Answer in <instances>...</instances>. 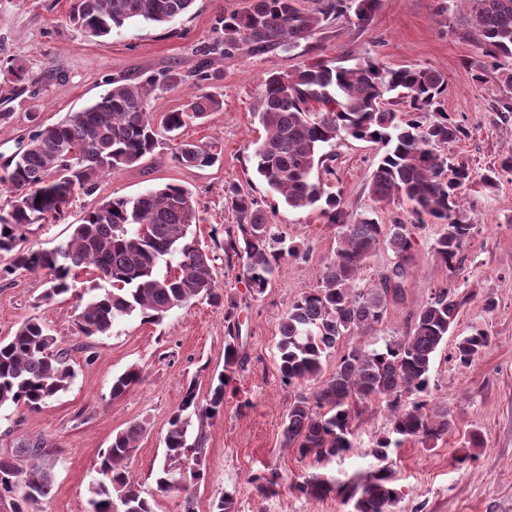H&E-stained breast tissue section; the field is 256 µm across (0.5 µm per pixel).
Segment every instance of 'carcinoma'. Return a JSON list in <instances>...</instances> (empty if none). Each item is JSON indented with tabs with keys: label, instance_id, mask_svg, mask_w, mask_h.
Wrapping results in <instances>:
<instances>
[{
	"label": "carcinoma",
	"instance_id": "1",
	"mask_svg": "<svg viewBox=\"0 0 512 512\" xmlns=\"http://www.w3.org/2000/svg\"><path fill=\"white\" fill-rule=\"evenodd\" d=\"M194 0H77L73 21L93 38L105 37L128 21L163 24L190 10ZM379 0H323L315 12H306L298 0H250L242 12L218 19L224 41L199 49L187 71L160 72L146 77L114 79L112 88L90 106L64 120L43 125L31 116L34 129L0 175V188L10 193L0 208V253L11 254L0 265V280L18 273L44 271L49 287L42 298L52 301L72 291L73 271L93 269L109 284L90 286L94 294L80 302L78 327L87 337L106 335L115 321L137 313L148 323L160 322L169 312L204 297L222 304L214 279V261L199 247L191 226L196 207L191 192L177 185L147 191L135 198L112 197L89 209L72 225L69 240L51 250L20 247L22 229L64 217L76 193L92 195L106 174L130 167L159 146L158 130L147 111L155 92L186 82L196 87L182 110L163 116L164 131L174 134L189 119H205L222 108V100L204 90L211 79L212 56L240 51L246 55L291 51L318 28L354 13L365 26ZM467 8L468 28L477 32L482 58L468 64L472 79L491 74L512 92V0H441V13ZM448 78L425 67L393 68L374 59L334 68L322 63L302 64L291 72L271 71L262 83L255 115L266 135L256 144V172L269 190L293 209H317L327 224L339 228L334 256L324 267L321 285L290 303L279 327L278 370L288 387L316 382L313 397L294 395L284 431L298 453L321 462L353 450V424L361 406L378 401L390 413V430L373 449L383 462L408 441L430 446L453 428L448 410L430 404V370L440 347L457 320L466 299L451 288L436 290L413 312L406 335L365 345L358 338L383 322L387 299L404 297L408 269L416 246L415 230L424 218L442 225L432 245L433 256L452 271L473 224L461 198L476 182L496 186L500 173H512V155L500 169L478 175L449 161L446 148L467 135L466 128L446 112ZM409 103V111L392 108L391 96ZM381 143L386 152L375 168L369 191L378 202L405 199L412 205L414 224H379L369 217L350 219L339 197L328 193L315 167L332 172L331 155L324 151L341 139ZM218 153L212 144L187 140L178 143L174 160L187 168L212 166ZM224 206L237 223L224 227V264L241 269L252 294L271 285L282 260L297 255L287 239L268 222L258 201L235 181L224 186ZM386 242L398 262L368 288L357 284L373 251ZM179 255L177 265L161 275L160 262ZM235 301L224 308L227 338L224 370L211 377L205 400L197 383L190 382L169 419L164 437L165 455L155 478L154 493L180 489L183 466L192 479H204L200 467L206 437L188 433L187 417L213 419L224 412V396L246 362L238 344ZM349 342L333 373L322 377L323 359ZM490 336L476 329L456 345L453 357L465 368L489 345ZM74 378L67 352L40 322L24 320L8 339L0 340V408L23 405L38 410L66 391ZM143 380L131 366L112 381L118 399ZM144 427L133 423L117 433L100 455L101 480L91 501L92 512H155V498L143 495L129 470ZM46 442L35 436L20 444L29 464L20 469L0 456V501L11 512H39L53 489V479L42 464ZM298 489L321 497L337 490L351 503L350 512H393L399 492L390 470L376 469L369 479L352 487L334 486L311 475ZM236 491H224L211 512H234Z\"/></svg>",
	"mask_w": 512,
	"mask_h": 512
}]
</instances>
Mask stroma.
<instances>
[{"mask_svg": "<svg viewBox=\"0 0 512 512\" xmlns=\"http://www.w3.org/2000/svg\"><path fill=\"white\" fill-rule=\"evenodd\" d=\"M438 3L380 0L368 25L342 17L289 53L233 52L217 58L208 90L222 98V109L180 131L181 139L214 143L219 153L214 165L202 170L179 165L172 158L174 142L165 139L139 164L103 176L95 195H74L64 219L25 227L23 246L52 249L68 240L71 224L101 199L134 198L168 185L187 188L194 197L197 223L192 232L217 257L219 292L238 305L239 344L248 362L236 393L224 399L223 414L204 425V479L191 483L188 491L159 498L156 512H183L188 495L195 512H210L212 501L231 489L236 492L235 512H349L337 492L312 498L302 495L298 484L318 473L336 485H352L377 469L371 452L389 429L384 404L364 407L354 450L341 458L319 463L300 456L284 433L294 391L282 384L278 372L280 322L295 297L318 287L336 249L338 229L317 211L290 209L268 191L255 171L253 149L265 131L254 112L262 82L272 70L363 59L395 68L426 67L447 76L445 108L468 131L447 149L453 163L479 174L498 166L512 152V112L499 111L503 88L495 78H471L466 63L481 55L478 39L465 31L460 13H438ZM73 4L0 0V112L11 115L0 128V166L28 137L29 112H37L39 122L53 124L91 104L112 79L188 69L197 48L223 38L217 18L246 9L249 0H195L189 13L171 22L131 21L104 38L88 37L70 22ZM12 66L26 73L27 92L17 91L8 72ZM334 152L333 171L321 179L327 191L340 195L351 218L411 223L405 200L378 203L369 193L372 172L384 152L381 144L346 139L337 142ZM229 181L252 193L300 253L281 264L271 288L259 296L250 294L239 270L225 268L213 240L214 231L236 221L224 205ZM462 205L474 230L461 264L452 272L437 264L431 246L440 227L426 221L417 233L404 297L388 302L382 324L369 335L373 341L404 335L413 311L437 289L455 288L467 298L430 370L431 400L448 409L454 428L436 447L414 440L390 455L388 464L401 491L394 512H512V174L502 175L493 188L474 184ZM46 287L42 272L0 281V340L12 336L23 320L38 319L67 350L75 378L66 392L39 410L0 409V454L26 467L18 445L42 437L43 461L53 476L42 512H91L99 457L130 424L145 428L130 468L144 490L154 488L168 420L189 381H196L199 397H206L211 376L224 368V309L195 299L161 323L143 322L135 313L115 322L109 334L89 338L78 328L75 298L41 301ZM489 297L495 305L488 310L484 301ZM477 328L486 329L491 341L470 367L459 368L453 349ZM132 365L142 368L143 382L112 398L113 377ZM475 430L483 445L470 450L466 441Z\"/></svg>", "mask_w": 512, "mask_h": 512, "instance_id": "obj_1", "label": "stroma"}]
</instances>
